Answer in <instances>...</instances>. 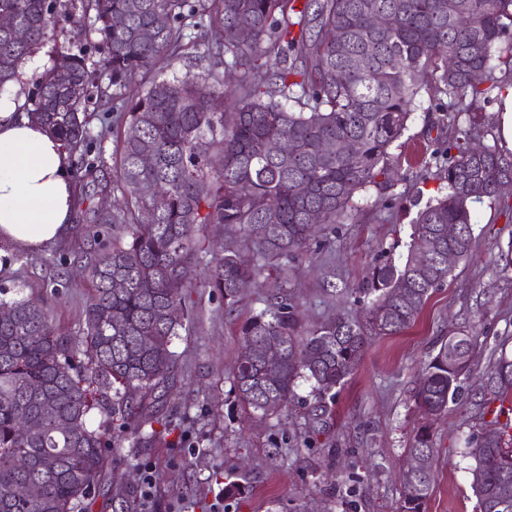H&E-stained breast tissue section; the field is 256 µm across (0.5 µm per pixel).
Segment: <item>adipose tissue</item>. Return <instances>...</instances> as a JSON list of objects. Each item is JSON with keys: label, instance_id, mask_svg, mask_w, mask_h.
<instances>
[{"label": "adipose tissue", "instance_id": "adipose-tissue-1", "mask_svg": "<svg viewBox=\"0 0 512 512\" xmlns=\"http://www.w3.org/2000/svg\"><path fill=\"white\" fill-rule=\"evenodd\" d=\"M75 180L58 136L0 99V245L39 251L74 230Z\"/></svg>", "mask_w": 512, "mask_h": 512}]
</instances>
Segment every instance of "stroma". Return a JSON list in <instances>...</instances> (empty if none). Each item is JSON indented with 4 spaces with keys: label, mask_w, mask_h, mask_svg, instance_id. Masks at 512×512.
Instances as JSON below:
<instances>
[{
    "label": "stroma",
    "mask_w": 512,
    "mask_h": 512,
    "mask_svg": "<svg viewBox=\"0 0 512 512\" xmlns=\"http://www.w3.org/2000/svg\"><path fill=\"white\" fill-rule=\"evenodd\" d=\"M58 46L85 56L97 72V85L107 86L101 71L105 45L67 24L24 65L17 82L0 93L30 98ZM88 119L99 137L103 171L114 176L124 127L112 112H92ZM453 134L429 92H422L407 131L391 150L387 183L363 192L357 213L316 235L307 255L290 262L288 296L304 324L327 321L339 312L363 318L366 304L355 289L376 262L401 263L416 213L414 200L436 195L441 186L423 179L424 162ZM475 209L469 259L457 264L410 329L371 338L354 376L335 399L332 417L317 433L308 417L315 401L310 381L298 379L293 402L277 413L264 416L238 400L233 382L240 327L264 309L269 285L258 281L242 293L234 312H225L223 296L208 281L211 261L223 254L228 236L223 225L204 226L193 285L186 291L195 317L172 343L178 360L174 387L152 410L153 428L164 439L147 446L131 435L119 437L100 479L102 494L90 512H213L230 470L246 491L225 497L224 512H396L408 450L425 423L414 406L413 388L441 341L465 329L475 334L471 373L461 401L430 423L436 480L424 512H475L472 461L464 443L491 428L496 414L478 407L479 386L495 350L512 353V270L497 263L499 247L512 241V188L503 190L499 202L479 203ZM120 232L117 225L80 223L72 236L43 250L13 252L8 265L0 267V300L21 294L43 302L58 331L78 339L90 283L74 273L56 295L52 283L93 236L108 244ZM147 466L154 487L145 506L139 490Z\"/></svg>",
    "instance_id": "obj_1"
}]
</instances>
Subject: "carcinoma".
I'll return each mask as SVG.
<instances>
[{
	"label": "carcinoma",
	"mask_w": 512,
	"mask_h": 512,
	"mask_svg": "<svg viewBox=\"0 0 512 512\" xmlns=\"http://www.w3.org/2000/svg\"><path fill=\"white\" fill-rule=\"evenodd\" d=\"M389 14L390 28H373V14ZM0 15L27 32L23 41L0 29V89L60 24L82 23L107 47L103 62L126 124L116 180L97 176L101 154L91 147L87 112L94 81L86 59L58 47L36 87L29 112L76 154L78 220L126 224L127 239L85 258L91 283L78 346L60 335L44 305L32 299L0 301V512H85L100 494V476L112 457L114 432L136 416L149 421L145 400L168 393L176 372L173 338L194 319L181 290L198 261L196 234L205 224L239 231L255 259L224 247L213 261L209 287L231 313L258 276L274 279L266 308L241 327L243 350L235 390L244 406L267 414L288 407L297 379L313 382L317 405L327 411L356 370L373 336L410 328L455 262L469 258L473 205L500 199L499 184L512 173V156L494 146L476 154L459 127L468 102L512 86L497 76L495 50L512 22V0H0ZM123 24L115 25V19ZM196 20L188 25L187 20ZM222 42L212 47L209 32ZM249 38L241 39L242 31ZM206 61L196 75L155 79L130 101L126 84L164 57L178 59L187 46ZM237 73L224 90L220 74ZM448 113L457 136L442 150L436 175L447 193L415 201L404 261L380 262L362 285L372 296L364 319L342 314L302 326L288 298V259L308 251L306 225L341 224L356 196L380 187L390 149L402 137L421 91ZM294 151L282 154L279 142ZM351 140L353 154L327 153L323 144ZM151 153L150 166L141 156ZM118 189L131 204L114 215L93 197ZM153 221H140L143 211ZM454 224L458 237L442 235ZM427 255L432 276L420 274ZM126 287L112 291V280ZM282 348L276 367L263 347ZM471 333L441 341L413 391L419 413L430 420L448 411L470 372ZM483 393L502 403L512 397V359L493 363ZM100 408L107 427L91 429L87 415ZM474 460L471 488L479 512H512V434L502 428L468 440ZM430 426L416 431L409 454L422 455L424 474L404 483L398 512H423L435 481ZM37 483L34 499L15 495Z\"/></svg>",
	"instance_id": "obj_1"
}]
</instances>
